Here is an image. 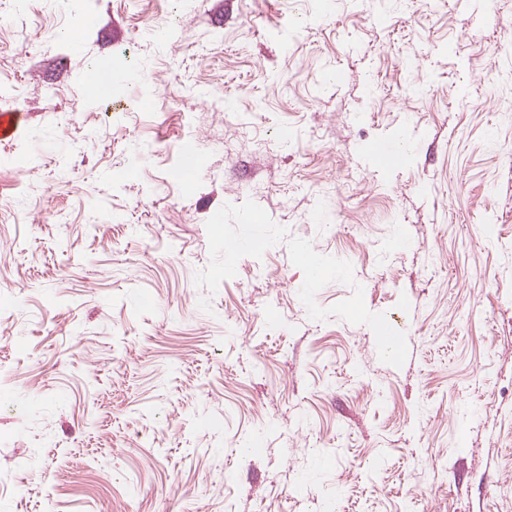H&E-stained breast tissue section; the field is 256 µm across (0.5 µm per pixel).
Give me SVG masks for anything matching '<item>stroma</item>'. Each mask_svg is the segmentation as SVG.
Returning a JSON list of instances; mask_svg holds the SVG:
<instances>
[{
    "label": "stroma",
    "mask_w": 512,
    "mask_h": 512,
    "mask_svg": "<svg viewBox=\"0 0 512 512\" xmlns=\"http://www.w3.org/2000/svg\"><path fill=\"white\" fill-rule=\"evenodd\" d=\"M507 50L512 0H0V512H512ZM0 114V142L2 144L13 141L19 134L24 123V116L18 109L1 111ZM374 160L382 167L396 165L402 158L393 142H378L369 147Z\"/></svg>",
    "instance_id": "1"
}]
</instances>
